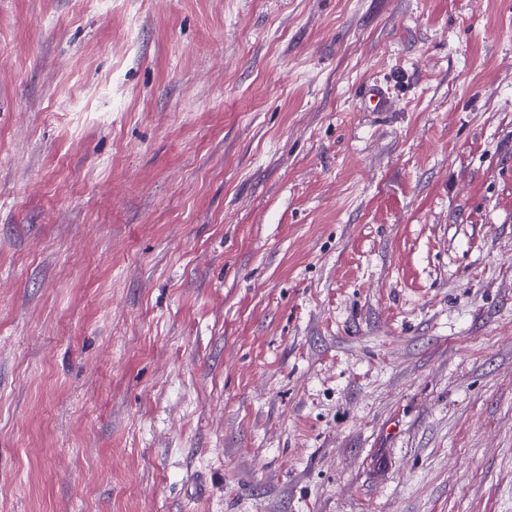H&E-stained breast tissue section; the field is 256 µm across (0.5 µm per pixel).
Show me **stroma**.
<instances>
[{"label": "stroma", "mask_w": 512, "mask_h": 512, "mask_svg": "<svg viewBox=\"0 0 512 512\" xmlns=\"http://www.w3.org/2000/svg\"><path fill=\"white\" fill-rule=\"evenodd\" d=\"M0 512H512V0H0ZM363 97L370 104L373 112H381L380 115H384V112H392L394 109V100L385 86L372 85L364 90Z\"/></svg>", "instance_id": "stroma-1"}]
</instances>
